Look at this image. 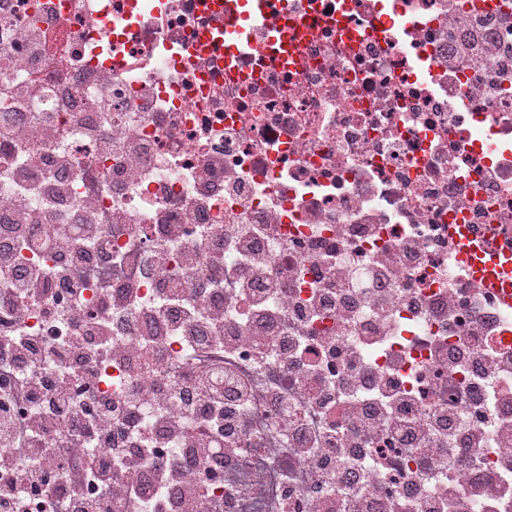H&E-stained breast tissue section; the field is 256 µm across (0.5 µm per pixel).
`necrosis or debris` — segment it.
<instances>
[{
	"mask_svg": "<svg viewBox=\"0 0 512 512\" xmlns=\"http://www.w3.org/2000/svg\"><path fill=\"white\" fill-rule=\"evenodd\" d=\"M289 2L287 68L200 0H0V297L104 345L98 410L162 381L113 466L207 425L205 512H512V309L448 237L512 236V0Z\"/></svg>",
	"mask_w": 512,
	"mask_h": 512,
	"instance_id": "necrosis-or-debris-1",
	"label": "necrosis or debris"
}]
</instances>
